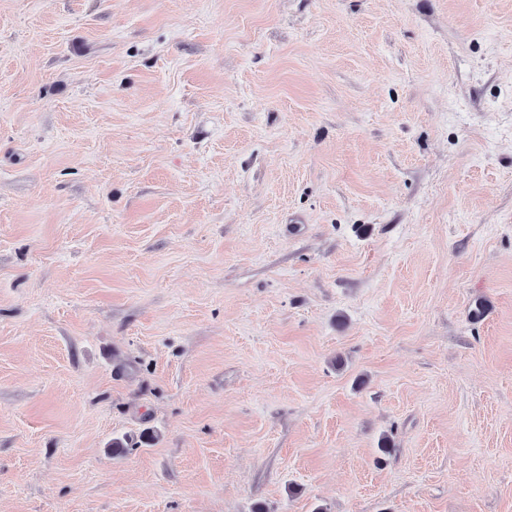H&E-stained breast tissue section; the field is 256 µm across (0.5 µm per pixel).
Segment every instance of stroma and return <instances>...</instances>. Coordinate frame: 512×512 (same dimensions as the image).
Segmentation results:
<instances>
[{"label": "stroma", "instance_id": "35a3bbf8", "mask_svg": "<svg viewBox=\"0 0 512 512\" xmlns=\"http://www.w3.org/2000/svg\"><path fill=\"white\" fill-rule=\"evenodd\" d=\"M260 505L512 512V0H0V512Z\"/></svg>", "mask_w": 512, "mask_h": 512}]
</instances>
